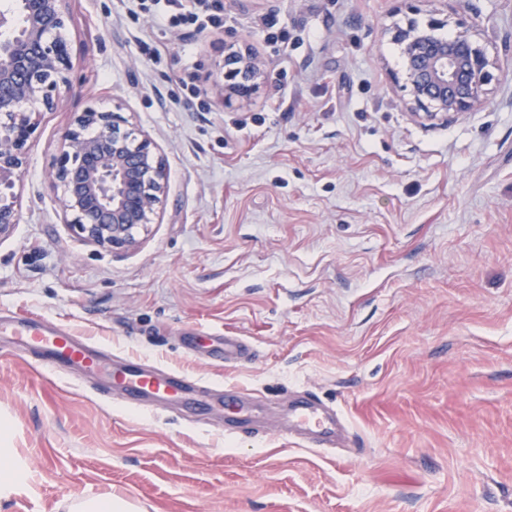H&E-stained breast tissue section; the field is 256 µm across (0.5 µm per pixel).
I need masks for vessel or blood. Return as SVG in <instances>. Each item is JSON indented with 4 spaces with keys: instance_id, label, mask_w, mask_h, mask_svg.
<instances>
[{
    "instance_id": "obj_1",
    "label": "vessel or blood",
    "mask_w": 512,
    "mask_h": 512,
    "mask_svg": "<svg viewBox=\"0 0 512 512\" xmlns=\"http://www.w3.org/2000/svg\"><path fill=\"white\" fill-rule=\"evenodd\" d=\"M14 336L26 347L37 348L53 361L89 370L97 369L102 361V349L77 336L70 326L37 320L15 326ZM112 376L128 398L150 401L170 400L187 391L184 379L175 373L133 361L113 367ZM291 433L309 448H330L346 421L336 410L327 407L317 397L301 396L290 411Z\"/></svg>"
}]
</instances>
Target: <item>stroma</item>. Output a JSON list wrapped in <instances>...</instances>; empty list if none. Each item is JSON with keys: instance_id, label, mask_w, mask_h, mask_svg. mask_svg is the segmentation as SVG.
<instances>
[{"instance_id": "obj_1", "label": "stroma", "mask_w": 512, "mask_h": 512, "mask_svg": "<svg viewBox=\"0 0 512 512\" xmlns=\"http://www.w3.org/2000/svg\"><path fill=\"white\" fill-rule=\"evenodd\" d=\"M222 2L202 32L138 0L70 4L82 64L15 187L0 318L73 324L107 360L51 370L0 331V418L27 470L0 512L107 494L138 512H512V0ZM411 18L487 52L483 105L410 116L389 31ZM231 44L265 76L226 107ZM90 105L121 106L169 169L127 250L77 236L50 180ZM224 335L249 354L208 357ZM120 357L200 390L131 407ZM302 392L345 416V446L289 437Z\"/></svg>"}]
</instances>
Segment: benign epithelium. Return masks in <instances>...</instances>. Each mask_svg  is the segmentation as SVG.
I'll list each match as a JSON object with an SVG mask.
<instances>
[{"instance_id":"7a95c632","label":"benign epithelium","mask_w":512,"mask_h":512,"mask_svg":"<svg viewBox=\"0 0 512 512\" xmlns=\"http://www.w3.org/2000/svg\"><path fill=\"white\" fill-rule=\"evenodd\" d=\"M17 20L0 15V239L20 221L11 190L23 174L40 116L58 107L81 61L69 49V0H16ZM443 20H414L396 30L413 115L443 119L473 110L491 81L490 60L467 32L445 38ZM263 75L250 54L224 55V105L249 100ZM119 112L88 107L62 134L51 174L66 222L82 239L108 250L134 246L158 216L168 192L164 155L134 135Z\"/></svg>"}]
</instances>
